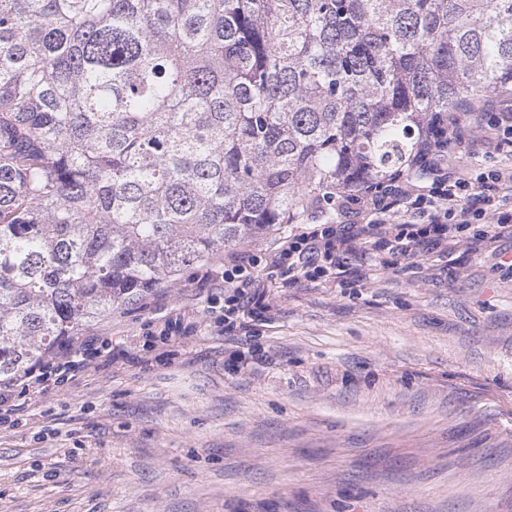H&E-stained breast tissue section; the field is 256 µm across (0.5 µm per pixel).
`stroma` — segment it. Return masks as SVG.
Returning a JSON list of instances; mask_svg holds the SVG:
<instances>
[{
	"instance_id": "obj_1",
	"label": "stroma",
	"mask_w": 512,
	"mask_h": 512,
	"mask_svg": "<svg viewBox=\"0 0 512 512\" xmlns=\"http://www.w3.org/2000/svg\"><path fill=\"white\" fill-rule=\"evenodd\" d=\"M461 166L512 165L468 113ZM512 232L270 287L246 337L198 266L78 332L110 349L0 421V512H512ZM181 317L168 346L153 334Z\"/></svg>"
}]
</instances>
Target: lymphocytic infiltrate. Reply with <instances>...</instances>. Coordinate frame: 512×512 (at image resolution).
<instances>
[{"instance_id":"obj_1","label":"lymphocytic infiltrate","mask_w":512,"mask_h":512,"mask_svg":"<svg viewBox=\"0 0 512 512\" xmlns=\"http://www.w3.org/2000/svg\"><path fill=\"white\" fill-rule=\"evenodd\" d=\"M423 155L425 166L415 178L342 200L344 222L298 224L274 250L206 268L201 283L220 281L232 290L222 307L210 311L215 326L226 334L246 328L268 312V285L286 287L341 275L347 256L368 250L373 240L409 259L446 241L483 242L512 222L511 167L477 176L451 163L447 152L436 147L425 146ZM95 351L92 340L65 347L50 361L0 384V406L15 392L39 393L65 384Z\"/></svg>"}]
</instances>
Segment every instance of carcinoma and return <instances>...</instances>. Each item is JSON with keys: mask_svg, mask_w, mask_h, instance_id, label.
I'll return each mask as SVG.
<instances>
[{"mask_svg": "<svg viewBox=\"0 0 512 512\" xmlns=\"http://www.w3.org/2000/svg\"><path fill=\"white\" fill-rule=\"evenodd\" d=\"M508 90L512 0H0V378Z\"/></svg>", "mask_w": 512, "mask_h": 512, "instance_id": "1", "label": "carcinoma"}]
</instances>
